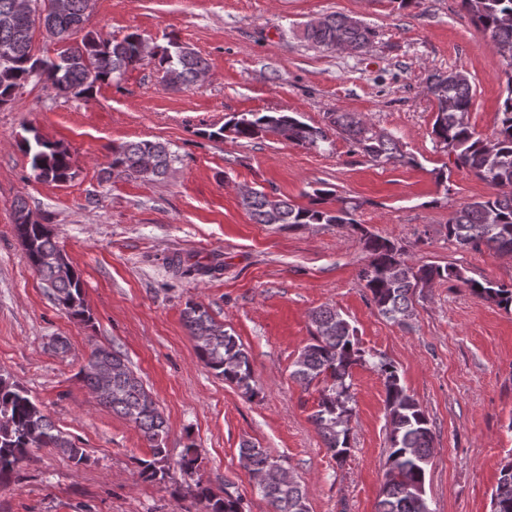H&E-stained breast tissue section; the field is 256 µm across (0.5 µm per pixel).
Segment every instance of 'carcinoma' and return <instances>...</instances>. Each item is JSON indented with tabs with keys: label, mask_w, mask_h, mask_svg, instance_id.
<instances>
[{
	"label": "carcinoma",
	"mask_w": 512,
	"mask_h": 512,
	"mask_svg": "<svg viewBox=\"0 0 512 512\" xmlns=\"http://www.w3.org/2000/svg\"><path fill=\"white\" fill-rule=\"evenodd\" d=\"M461 2L470 20L489 36L492 50L503 65L506 89L499 102L496 129L484 137L467 119L475 96L468 76L461 70H451L426 78V93L436 106L432 139L455 155L457 165L496 188L495 194L462 206L448 219V238L462 248L485 245L499 255H512V0ZM14 4L15 0H0V106L14 102L17 90L34 77L48 82L59 95L88 101L95 96L98 85H120L131 68L151 65L174 89L192 87L209 69L199 52L175 38L158 52L143 43L137 33L118 41L86 29L90 0H67L63 12L43 16L19 15ZM38 25L61 44L51 60L32 54L33 31ZM374 37L368 25H350L347 17L338 13L327 15L319 28L307 26L303 30L306 41L334 51L343 44L357 48L373 42ZM332 131L375 162L414 163L397 140L372 131L350 112L330 114L325 127L307 124L290 112H247L233 115L223 126L204 130L201 135L211 140L229 136L253 140L271 134L296 146L319 149L330 142ZM20 148L29 158L35 178L65 183L74 177L72 155L64 144L49 141L35 131L33 136L21 139ZM174 160L167 143L140 140L112 147L110 169L128 176L160 178L166 176ZM329 196L330 191L315 188L308 204L297 205L286 198L271 199L255 189L241 198V203L257 224H336L363 230L356 218L359 204L338 198L332 208L327 206ZM31 214L25 199H17L13 229L29 264L41 276L57 307L74 319L90 321L79 270L53 240L46 224L29 221ZM363 238L369 261L360 270V279L378 312L389 320L401 323L410 317L417 289L441 280L460 281L476 296L505 310L512 309L511 285L481 283L453 265L415 266L396 243L366 233ZM311 320L315 326L313 341L302 349L291 376L305 387L315 381L323 384L311 420L332 458L341 463L351 449L352 370L366 362L365 354L358 347L356 329L336 309L321 307L312 313ZM183 321L199 360L244 395L255 396L249 356L239 339L197 303L186 304ZM108 358L116 372L111 385L104 389L92 363ZM373 367L384 378L388 418L386 481L376 512H431L425 477L433 450L432 424L401 384L392 363L381 358ZM79 375L97 403L133 423L150 443L153 459L140 462L139 476L165 480L166 470L159 463L164 459L167 422L129 366L127 356L113 345L95 344ZM32 448H58L77 466L86 461L85 450L55 427L28 392L0 375V482L12 475ZM239 457L270 505L269 512H310L307 489L294 478L285 477L281 458L249 441L239 448ZM199 460L196 448L190 445L179 461L180 469L186 474L192 472ZM197 496L205 503V512H242L241 496L228 490L219 496L200 487ZM491 512H512V461L501 468L491 496Z\"/></svg>",
	"instance_id": "carcinoma-1"
}]
</instances>
